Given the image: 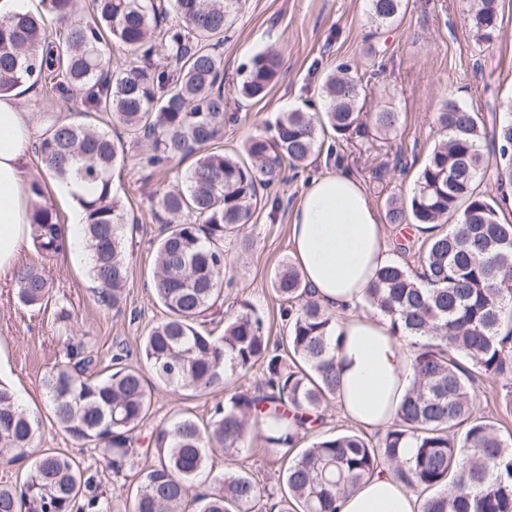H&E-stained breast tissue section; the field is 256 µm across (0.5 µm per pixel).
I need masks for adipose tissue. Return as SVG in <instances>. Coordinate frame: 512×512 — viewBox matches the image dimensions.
<instances>
[{
	"mask_svg": "<svg viewBox=\"0 0 512 512\" xmlns=\"http://www.w3.org/2000/svg\"><path fill=\"white\" fill-rule=\"evenodd\" d=\"M36 129L14 97L0 96V272L9 271L31 239L30 192L23 162ZM291 254L307 286L339 319V406L370 431L386 430L412 381L411 348L388 319L363 312L379 268L389 262L379 213L359 179L336 170L313 178L291 215ZM338 512H421L389 473L342 496Z\"/></svg>",
	"mask_w": 512,
	"mask_h": 512,
	"instance_id": "obj_1",
	"label": "adipose tissue"
}]
</instances>
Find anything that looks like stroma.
Masks as SVG:
<instances>
[{
	"mask_svg": "<svg viewBox=\"0 0 512 512\" xmlns=\"http://www.w3.org/2000/svg\"><path fill=\"white\" fill-rule=\"evenodd\" d=\"M467 9L466 0H407L406 11L394 24L379 27L368 17L366 0H244L222 48L226 108L221 148L236 150L248 136L268 132L283 112L320 111L324 81L344 68L363 75L367 108L391 105L399 113V123L386 140L371 134L342 142L327 133L316 161L296 170L283 167L272 189L279 207L260 206L250 224L224 238V312L249 302L265 316L272 336L282 335L280 300L271 279L291 259L290 215L311 177L340 167L351 169L381 211L389 196L413 190L417 173L439 138L433 114L443 99L450 97L479 111L489 131L506 119V105L512 101V0H499L501 34L489 44L477 42ZM263 50L278 53L280 75L264 99L238 103L234 85L240 71ZM22 105L42 132L49 115L76 120L86 109L81 94L54 99L40 86L24 97ZM109 129L129 155L128 163L112 174L113 191L139 219L123 309L115 312L96 301L86 244L69 246L48 262L36 247L25 248L18 264H43L54 293L41 309L24 307L15 297L12 274H0V382L41 418L33 453L51 448L75 455L119 512L127 493L126 475L113 472L99 449L74 442L58 428L42 378L65 359L56 321L59 307L70 311V334L92 348L97 358L94 371L102 375L118 350L137 354L143 336L163 319L151 287L161 230L152 208L161 193L183 178L185 168L159 172L143 165L144 146L120 127ZM222 398L219 392L180 395L156 387L150 412L135 435L141 446H148L152 433L175 415L208 420ZM473 399L477 415L512 434V379L480 380ZM248 446V452L236 457L234 468L250 472L261 484L276 485L279 466L267 448L263 428L253 431Z\"/></svg>",
	"mask_w": 512,
	"mask_h": 512,
	"instance_id": "stroma-1",
	"label": "stroma"
}]
</instances>
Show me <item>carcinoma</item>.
<instances>
[{"instance_id":"carcinoma-1","label":"carcinoma","mask_w":512,"mask_h":512,"mask_svg":"<svg viewBox=\"0 0 512 512\" xmlns=\"http://www.w3.org/2000/svg\"><path fill=\"white\" fill-rule=\"evenodd\" d=\"M498 2L469 0L468 20L480 41L500 31ZM41 3L54 16L51 33L40 13L0 21V94L23 79L45 86L52 97L82 90L88 111L107 114L111 125L146 142L148 166L164 170L194 159L182 186L158 201L164 213H192L199 222L168 223L158 240L153 290L166 314L143 336L137 364L116 353L107 376L89 378L93 355L84 343L66 340L67 361L42 381L53 421L75 442L100 449L116 472L148 454L134 447V431L149 414L155 385L179 394L226 390L207 421L182 413L157 429L156 460L133 469L129 512H336L341 494L381 468L423 494L421 512H512V435L476 415L470 395L480 378L512 377V223L500 220L501 201L480 190L488 168L480 113L443 100L435 112L443 139L419 169L412 194L386 202L387 223L432 225L421 242L399 245L402 253L418 251L417 268L394 261L379 269L365 298L395 335L411 339L415 352L412 384L393 424L375 442L355 432L317 435L282 472L284 492L266 495L247 471L215 470L214 457L241 453L255 423L266 428L275 453L296 447L323 424V406L339 389L340 337L336 316L290 264L271 280L283 302V335L271 339L246 302L224 316L222 335L200 331V318L220 313L224 236L251 222L260 191L284 165L312 163L327 130L341 138L371 127L387 136L399 113L389 105L363 111L362 79L345 71L326 78L324 112H284L274 135L251 136L243 155L229 156L214 149L224 131L219 48L242 0H92L87 19L76 17V0ZM403 8L404 0H368L379 26L397 21ZM172 12L181 25L162 26ZM113 42L141 52L137 64L103 66V47ZM157 46L170 69L155 64ZM279 69L276 53L254 54L237 96L263 99ZM492 141L498 185L511 186V118L492 131ZM37 153L46 173L89 190L79 202L97 301L121 311L130 270L126 227L138 223L112 188V169L127 162L124 145L88 123L56 119ZM29 187L33 240L50 260L66 250L65 227L41 202L43 184L33 180ZM14 281L25 306L40 307L52 297L40 265L18 268ZM257 365L263 378L255 390L227 391L233 378ZM40 425L0 384V457H25ZM405 447L413 453L402 460ZM77 503L81 512L106 510L100 486L62 451L40 454L21 483L0 481V512H73Z\"/></svg>"}]
</instances>
